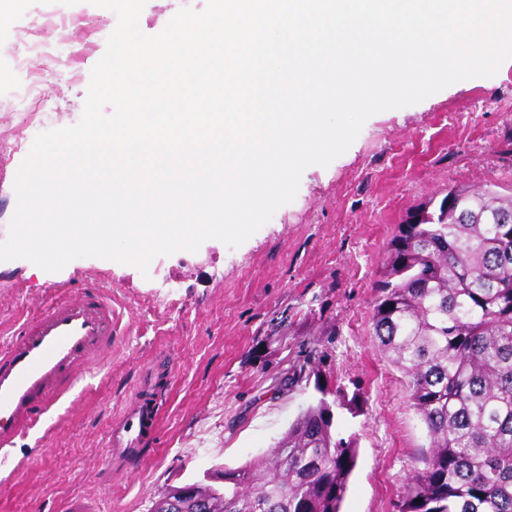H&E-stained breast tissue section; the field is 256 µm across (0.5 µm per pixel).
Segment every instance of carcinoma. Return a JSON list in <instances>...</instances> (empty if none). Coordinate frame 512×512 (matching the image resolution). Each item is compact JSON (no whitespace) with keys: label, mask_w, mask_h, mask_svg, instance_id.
Listing matches in <instances>:
<instances>
[{"label":"carcinoma","mask_w":512,"mask_h":512,"mask_svg":"<svg viewBox=\"0 0 512 512\" xmlns=\"http://www.w3.org/2000/svg\"><path fill=\"white\" fill-rule=\"evenodd\" d=\"M449 210L421 204L380 261L372 335L407 377L429 444L397 512H512V197L453 186ZM266 459L206 488L215 512H341L357 463L333 432L330 390Z\"/></svg>","instance_id":"carcinoma-1"}]
</instances>
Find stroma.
Returning a JSON list of instances; mask_svg holds the SVG:
<instances>
[{
  "label": "stroma",
  "instance_id": "obj_1",
  "mask_svg": "<svg viewBox=\"0 0 512 512\" xmlns=\"http://www.w3.org/2000/svg\"><path fill=\"white\" fill-rule=\"evenodd\" d=\"M207 3L147 0L139 26L158 34L180 9L200 12ZM1 9L0 243L21 163L39 133L79 121L91 69L117 25L113 11L74 0L65 27L25 34L21 0ZM41 40L57 44L59 61L17 68ZM488 182L512 195L511 64L371 116L344 154L306 168L295 199L239 247L209 239L194 252L156 256L144 271L98 257L57 272L25 259L0 262V340L58 286L109 288L116 312L102 371L48 435L10 449L0 512H58L75 494L101 500L107 512H149L170 487L219 485L220 470L269 453L317 399L314 381L279 386L302 364L347 400L333 429L355 438L358 459L341 512H395L428 439L402 372L372 336L378 263L409 210L451 185ZM163 356L177 366L155 450L101 484L107 427L142 370Z\"/></svg>",
  "mask_w": 512,
  "mask_h": 512
}]
</instances>
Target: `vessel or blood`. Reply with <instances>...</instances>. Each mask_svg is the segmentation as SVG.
Returning <instances> with one entry per match:
<instances>
[{"label": "vessel or blood", "mask_w": 512, "mask_h": 512, "mask_svg": "<svg viewBox=\"0 0 512 512\" xmlns=\"http://www.w3.org/2000/svg\"><path fill=\"white\" fill-rule=\"evenodd\" d=\"M112 324V295L93 285L15 326L0 347V453L18 437L42 430L76 398L81 382L112 348ZM134 394L109 426L107 482L113 469L141 462L153 444L163 406L158 373L146 371Z\"/></svg>", "instance_id": "1"}]
</instances>
